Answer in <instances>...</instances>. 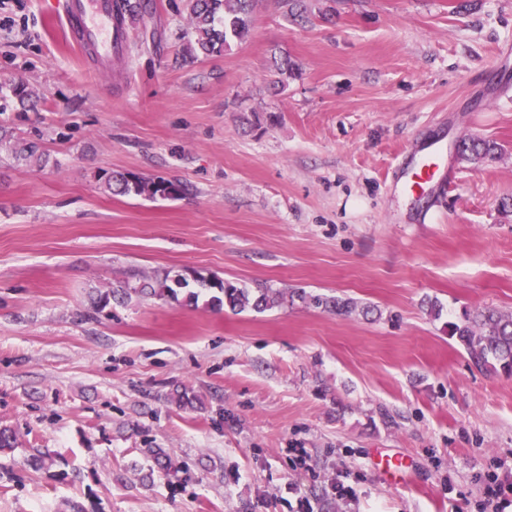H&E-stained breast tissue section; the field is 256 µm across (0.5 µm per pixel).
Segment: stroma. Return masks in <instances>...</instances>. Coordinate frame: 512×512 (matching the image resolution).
Here are the masks:
<instances>
[{"label":"stroma","mask_w":512,"mask_h":512,"mask_svg":"<svg viewBox=\"0 0 512 512\" xmlns=\"http://www.w3.org/2000/svg\"><path fill=\"white\" fill-rule=\"evenodd\" d=\"M154 2L107 75L56 0H0V88L34 100L0 125L43 152L0 147V427L18 437L0 512H484L512 465V375L448 325L512 313V0H307L300 24L257 0L248 39L209 57L188 51L186 0ZM277 50L300 67L283 85ZM469 136L497 158L456 157ZM437 151L432 190L406 192L407 156ZM114 171L185 192L115 195ZM166 270L379 313L183 289L95 310ZM35 448L57 465L31 468ZM203 290L217 289L222 295L212 296L213 306L228 307L232 311H245L252 309L257 312L271 310L274 307L282 305L287 297H298L301 300L308 301L310 305L323 309L324 311L334 312L338 315L350 316L359 312L367 317L377 310L374 307L362 305L352 298L331 296L326 294H312L301 292H289L267 287H257L253 290L240 287L237 283L228 280L208 278L202 275H195L193 279Z\"/></svg>","instance_id":"obj_1"}]
</instances>
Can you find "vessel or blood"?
I'll return each mask as SVG.
<instances>
[{"mask_svg":"<svg viewBox=\"0 0 512 512\" xmlns=\"http://www.w3.org/2000/svg\"><path fill=\"white\" fill-rule=\"evenodd\" d=\"M62 20L71 42L90 51L99 69L108 70L113 60L128 50L127 33L118 27L112 0H61ZM440 160L429 156L414 168L406 188L413 193L428 192Z\"/></svg>","mask_w":512,"mask_h":512,"instance_id":"1","label":"vessel or blood"}]
</instances>
